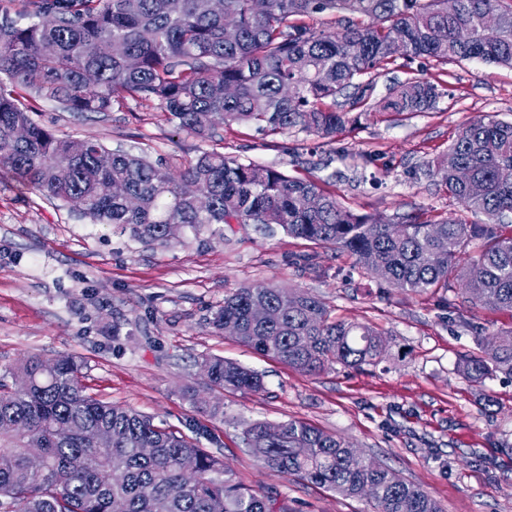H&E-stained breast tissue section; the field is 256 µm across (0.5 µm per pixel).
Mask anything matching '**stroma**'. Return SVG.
<instances>
[{
	"label": "stroma",
	"instance_id": "stroma-1",
	"mask_svg": "<svg viewBox=\"0 0 512 512\" xmlns=\"http://www.w3.org/2000/svg\"><path fill=\"white\" fill-rule=\"evenodd\" d=\"M413 74L442 85L433 109L402 121L367 110L332 143L298 132L266 135L248 124L204 140L177 131L151 101L80 114L40 100L36 118L59 134L147 156L176 175L214 148L312 179L360 213L445 215L459 205L437 190L428 166L463 124L512 121V68L418 58L378 69L373 101ZM374 153V173L364 172L363 155ZM350 265L345 254L258 224L225 225L220 237L188 232L160 248L0 174V375L34 354L72 355L88 394L196 437L223 458L227 478L290 512L373 508L368 499L267 468L243 440L248 423L295 418L341 435L445 512H512V379L476 386L457 373L459 360L477 349V329L511 327L512 314L469 302L451 308L445 293H413ZM254 284L306 290L337 318L370 323L388 343L385 358L309 375L216 331L211 319L225 295ZM208 356L258 371L263 390L210 389L200 367ZM217 403L224 412L215 416Z\"/></svg>",
	"mask_w": 512,
	"mask_h": 512
}]
</instances>
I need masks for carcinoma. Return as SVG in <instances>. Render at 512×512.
I'll return each instance as SVG.
<instances>
[{
    "label": "carcinoma",
    "mask_w": 512,
    "mask_h": 512,
    "mask_svg": "<svg viewBox=\"0 0 512 512\" xmlns=\"http://www.w3.org/2000/svg\"><path fill=\"white\" fill-rule=\"evenodd\" d=\"M22 23L0 18V171L49 199L80 208L96 224L166 248L175 226L224 235L226 224L277 225L289 235L347 253L353 269L414 293L453 290L512 313V121L470 122L428 170L462 210L446 217L397 214L379 223L315 181L215 149L180 179L144 156L97 140L60 135L30 115L16 90L68 112H110L152 100L177 129L212 139L217 129L253 124L333 141L368 106L373 72L399 59H477L512 67V0H21ZM343 15L339 31L305 19ZM239 36L224 39V20ZM351 88L346 108L325 106ZM438 86L411 77L379 111L410 118L433 108ZM313 196L319 207L305 201ZM484 216L472 222L467 213ZM276 313L250 318L253 305ZM307 374L374 364L387 346L374 327L332 317L299 288L245 286L224 297L212 325ZM478 352L458 365L472 384L512 379V328L478 334ZM82 364L60 355L26 359L29 384L0 380V506L7 512H288L224 478V462L193 438L130 407L98 399L81 384ZM211 387L262 389L260 374L212 357ZM254 455L282 474L345 497H367L374 512H444L422 488L399 479L345 438L289 419L246 425ZM151 448L146 455L141 449ZM38 456L43 468L34 471ZM194 477L187 478L185 461Z\"/></svg>",
    "instance_id": "carcinoma-1"
}]
</instances>
